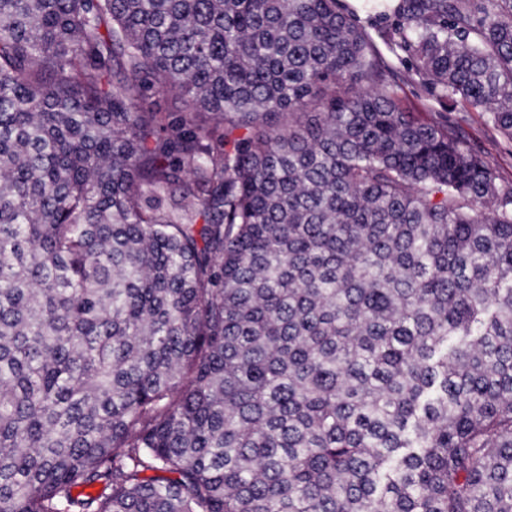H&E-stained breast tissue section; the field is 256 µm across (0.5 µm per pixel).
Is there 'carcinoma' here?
<instances>
[{
    "label": "carcinoma",
    "mask_w": 512,
    "mask_h": 512,
    "mask_svg": "<svg viewBox=\"0 0 512 512\" xmlns=\"http://www.w3.org/2000/svg\"><path fill=\"white\" fill-rule=\"evenodd\" d=\"M0 0V512H512V0ZM102 485L93 493L90 488ZM402 98L411 112H418L425 118L448 117V120L467 136L471 146L486 157L502 178L512 180V141L502 138L487 123L486 117L479 112H470L461 107L448 110L440 106L430 99L426 86L415 75L404 86Z\"/></svg>",
    "instance_id": "cac0c4a2"
}]
</instances>
